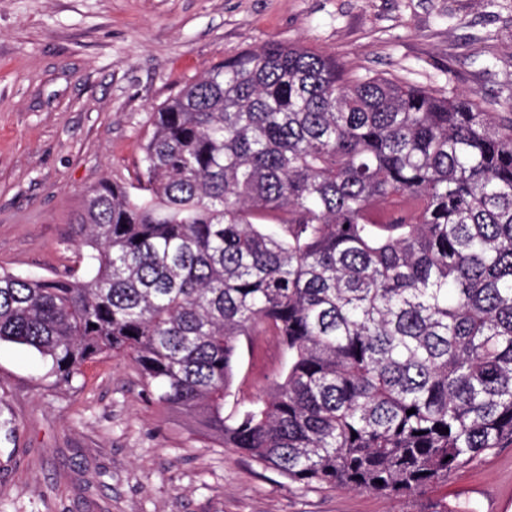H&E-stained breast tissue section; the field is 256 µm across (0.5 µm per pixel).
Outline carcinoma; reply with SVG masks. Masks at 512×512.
<instances>
[{
  "label": "carcinoma",
  "mask_w": 512,
  "mask_h": 512,
  "mask_svg": "<svg viewBox=\"0 0 512 512\" xmlns=\"http://www.w3.org/2000/svg\"><path fill=\"white\" fill-rule=\"evenodd\" d=\"M152 116L136 182L86 194L91 277L1 272L0 342L56 387L125 356L302 491L413 496L512 446V116L280 42ZM242 336L288 368L227 414Z\"/></svg>",
  "instance_id": "1"
}]
</instances>
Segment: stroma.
<instances>
[{"mask_svg":"<svg viewBox=\"0 0 512 512\" xmlns=\"http://www.w3.org/2000/svg\"><path fill=\"white\" fill-rule=\"evenodd\" d=\"M358 74L512 103V0H0V271L85 279L72 239L87 191L139 171L151 114L214 64L267 42ZM276 339H242L230 403L269 390ZM35 351L0 343L6 512H512V447L407 498L303 492L149 401L127 358L58 389Z\"/></svg>","mask_w":512,"mask_h":512,"instance_id":"obj_1","label":"stroma"}]
</instances>
